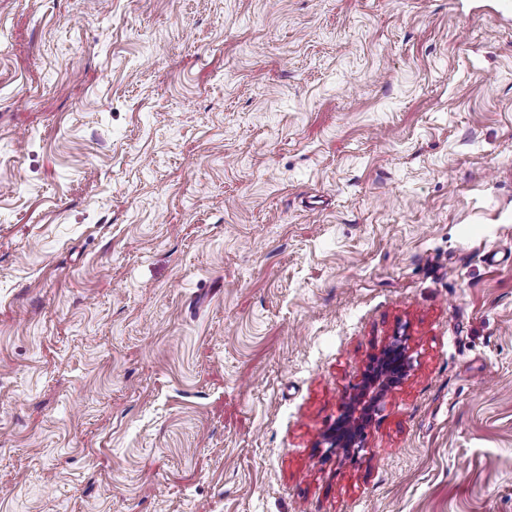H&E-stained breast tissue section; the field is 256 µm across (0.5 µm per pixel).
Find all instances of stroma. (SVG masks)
I'll list each match as a JSON object with an SVG mask.
<instances>
[{
  "mask_svg": "<svg viewBox=\"0 0 512 512\" xmlns=\"http://www.w3.org/2000/svg\"><path fill=\"white\" fill-rule=\"evenodd\" d=\"M0 512H512V0H0ZM410 369V358L405 338L395 336L382 350L374 370L369 367L357 392L351 395L336 424L324 436L329 451L344 455L358 452L365 438V429L372 414L393 386L397 385Z\"/></svg>",
  "mask_w": 512,
  "mask_h": 512,
  "instance_id": "1",
  "label": "stroma"
}]
</instances>
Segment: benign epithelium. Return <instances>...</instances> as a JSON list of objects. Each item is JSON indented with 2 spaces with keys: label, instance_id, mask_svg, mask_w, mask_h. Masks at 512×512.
<instances>
[{
  "label": "benign epithelium",
  "instance_id": "1",
  "mask_svg": "<svg viewBox=\"0 0 512 512\" xmlns=\"http://www.w3.org/2000/svg\"><path fill=\"white\" fill-rule=\"evenodd\" d=\"M410 369L405 339L396 336L382 350L375 369L368 370L357 392L351 395L336 424L324 436L329 450L346 456L358 452L365 438V429L372 414L393 386Z\"/></svg>",
  "mask_w": 512,
  "mask_h": 512
}]
</instances>
